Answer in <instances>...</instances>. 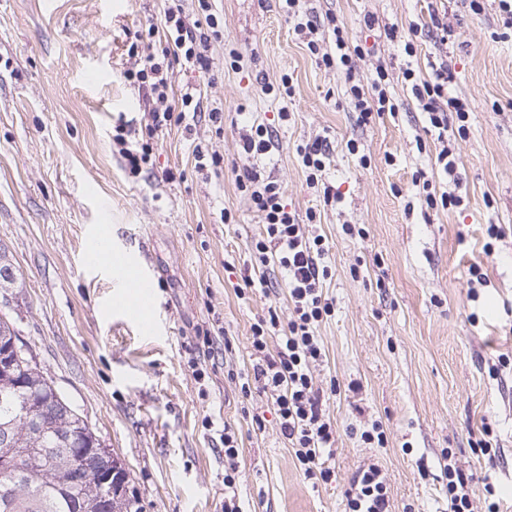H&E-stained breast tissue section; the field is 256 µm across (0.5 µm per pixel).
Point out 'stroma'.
Wrapping results in <instances>:
<instances>
[{"label":"stroma","instance_id":"stroma-1","mask_svg":"<svg viewBox=\"0 0 512 512\" xmlns=\"http://www.w3.org/2000/svg\"><path fill=\"white\" fill-rule=\"evenodd\" d=\"M431 6L301 0L307 13L343 21L361 51L357 81L368 84L377 64L388 70L397 111L363 125L344 73L318 64L280 0H217L224 28L210 70L175 68L171 104L180 107L184 85H198L224 129L205 116L193 133L172 127L151 171L134 177L112 136L120 122L139 123L145 103L123 71L135 32L163 21L166 0H0V248L22 282L0 292V312L129 468L143 512H224V449L209 419L239 438L243 512H348L352 480L370 464L393 512H448L450 465L467 476L474 512L492 500L512 512V367L496 366L499 355L512 357V36L497 0L478 15L469 0H445L454 36L440 41L425 28ZM443 60L468 127L455 145L464 203L450 210L424 202L423 179L446 187L434 166L440 145L402 79L404 68L427 77ZM285 76L291 96L265 94ZM252 124L270 127L275 146L247 162L281 184L299 216L315 213L309 231L327 247L323 289L333 310L317 328L324 358L313 369L318 386H338L325 404L336 427V477L327 483L305 473L271 399L243 396L227 377L249 366L253 324L272 309L287 322L293 308L276 265L264 270L268 287L245 285L251 243L264 230L236 186L247 163L239 132ZM319 136L333 147L322 180L342 195L331 204L308 186L296 152ZM198 145L223 155L219 176L196 171ZM492 224L502 230L494 241ZM102 236L115 253L140 257L153 278L152 336L119 310L131 290L94 259ZM474 265L485 281L471 298ZM215 323L230 349L205 361L200 382L190 367L195 329ZM376 423L381 446L360 438ZM482 438L495 456L475 450Z\"/></svg>","mask_w":512,"mask_h":512}]
</instances>
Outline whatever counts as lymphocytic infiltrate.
Returning a JSON list of instances; mask_svg holds the SVG:
<instances>
[{
    "mask_svg": "<svg viewBox=\"0 0 512 512\" xmlns=\"http://www.w3.org/2000/svg\"><path fill=\"white\" fill-rule=\"evenodd\" d=\"M196 2L197 21L187 22L181 4L175 0L164 12L163 28L148 27V53H139L134 44L128 49L132 64L126 69L125 77L137 86L147 104L140 119L146 138L130 142V131L121 124L116 126L113 140L132 175H140L149 166L153 138L201 110L199 94L189 89L181 96V110H173L167 104L174 64L207 72L211 40L220 34L212 0ZM294 31L303 38L320 65L344 73L346 94L360 123L367 124L384 113L395 112L396 105L387 91L388 72L384 66H376L369 84L355 80L356 61L348 46V31L335 15H326L321 21L295 17ZM402 78L410 85L419 109L427 114L430 128L441 145L437 165L450 180H457V162L450 142L466 137V110L459 98L448 94L452 75L447 63H440L428 78L408 67L403 70ZM237 187L265 226L264 235L254 240L252 251L261 264L274 259L285 270L293 309L287 323H280L276 311L272 310L267 318L253 325L249 348L257 361L251 372H236L232 378L245 393L254 382L269 389L280 418L281 433L293 448L296 459L308 475L316 474L326 481L331 478L332 470L324 453L335 443L336 429L325 416L323 390L317 387L313 377V367L323 357L316 329L332 308L323 293V283L329 276V269L323 263L326 253L323 238L306 234L296 211L283 203L282 188L276 180L261 177L257 170L247 167L238 175ZM275 329L280 335L277 349L272 352L268 349V338ZM348 508L349 512H390L386 483L377 466L362 470L348 494Z\"/></svg>",
    "mask_w": 512,
    "mask_h": 512,
    "instance_id": "obj_1",
    "label": "lymphocytic infiltrate"
}]
</instances>
